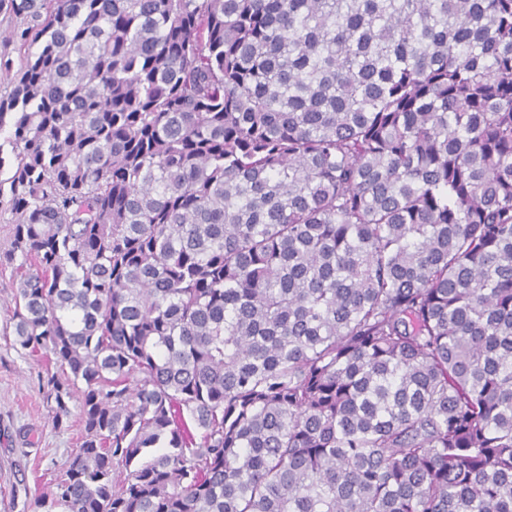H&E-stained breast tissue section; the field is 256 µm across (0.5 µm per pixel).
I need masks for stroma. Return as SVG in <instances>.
<instances>
[{
    "instance_id": "35a3bbf8",
    "label": "stroma",
    "mask_w": 512,
    "mask_h": 512,
    "mask_svg": "<svg viewBox=\"0 0 512 512\" xmlns=\"http://www.w3.org/2000/svg\"><path fill=\"white\" fill-rule=\"evenodd\" d=\"M16 291L0 273V512H32L30 504L62 474L81 444V410L71 402L62 426L39 386L46 361L14 346L10 306Z\"/></svg>"
}]
</instances>
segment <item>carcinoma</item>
Returning <instances> with one entry per match:
<instances>
[{"mask_svg": "<svg viewBox=\"0 0 512 512\" xmlns=\"http://www.w3.org/2000/svg\"><path fill=\"white\" fill-rule=\"evenodd\" d=\"M33 512H512V0H0ZM19 22H20L19 19L18 20L16 18L11 19L10 17H8V15H4V13L0 14V54L5 55V57L6 56L11 57L14 61L12 71H11L10 75L8 76V80H6L5 74L1 75V73H0V82H1L0 89L2 92L9 90L8 82H9L10 76H12V74L19 67V56H18V52L14 49V45L8 44L7 42H3V40H4V37L8 34V31L10 30V28L14 24L19 23Z\"/></svg>", "mask_w": 512, "mask_h": 512, "instance_id": "carcinoma-1", "label": "carcinoma"}]
</instances>
